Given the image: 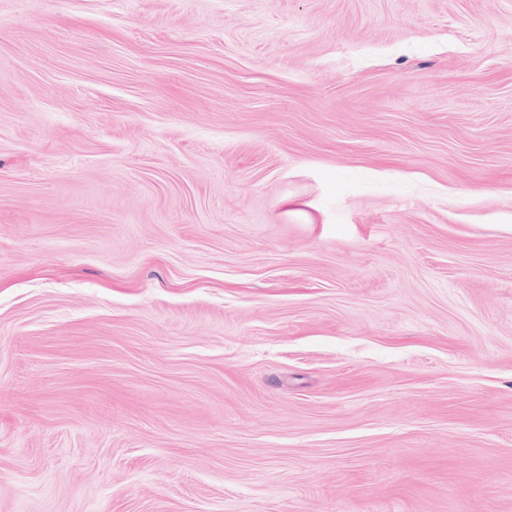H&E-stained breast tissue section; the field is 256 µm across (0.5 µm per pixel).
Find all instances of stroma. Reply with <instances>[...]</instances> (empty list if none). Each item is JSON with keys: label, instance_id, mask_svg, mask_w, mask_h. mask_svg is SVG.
Returning a JSON list of instances; mask_svg holds the SVG:
<instances>
[{"label": "stroma", "instance_id": "1", "mask_svg": "<svg viewBox=\"0 0 512 512\" xmlns=\"http://www.w3.org/2000/svg\"><path fill=\"white\" fill-rule=\"evenodd\" d=\"M0 512H512V0H0Z\"/></svg>", "mask_w": 512, "mask_h": 512}]
</instances>
